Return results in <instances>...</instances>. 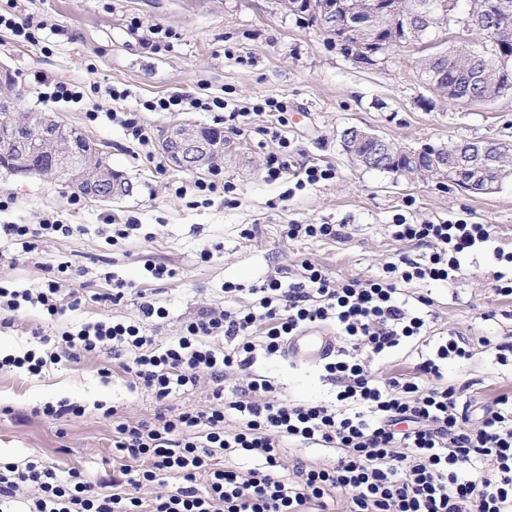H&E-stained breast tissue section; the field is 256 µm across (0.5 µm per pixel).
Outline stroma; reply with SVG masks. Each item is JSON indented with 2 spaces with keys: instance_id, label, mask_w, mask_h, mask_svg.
Returning a JSON list of instances; mask_svg holds the SVG:
<instances>
[{
  "instance_id": "stroma-1",
  "label": "stroma",
  "mask_w": 512,
  "mask_h": 512,
  "mask_svg": "<svg viewBox=\"0 0 512 512\" xmlns=\"http://www.w3.org/2000/svg\"><path fill=\"white\" fill-rule=\"evenodd\" d=\"M18 8L42 25L52 48L51 55H43L0 30V65L12 71L23 90L19 112L43 110L40 74L87 91L96 85L127 91V98L117 101L96 97L98 111H140L156 136L184 121L223 129V113L200 108L149 112L142 108L149 99L185 94L249 107L273 98L288 104V123L280 132L294 159L288 176L266 180V158L275 144L260 130L275 125L277 116H252L240 133L224 135L220 177L234 184L235 204H225L220 193L207 201L189 186L211 179L210 171L178 169L160 153L145 155L118 125L89 121L76 105L56 106L66 124L104 146L113 170L135 189L119 201L85 197L77 203L72 188L0 171V194L13 198L0 212V224H39L50 218L82 227L69 237L40 238L30 253L0 242V280L35 288L64 265L83 296L78 309L51 321L26 310L14 326L0 331L1 351L32 346L36 327L57 336L111 317L141 320L146 335L165 344L178 336L184 321L223 304L225 283L238 286V300L245 303L249 288L279 272L297 273L304 259L338 279L378 277L386 263L408 251L389 233L402 215L418 223L490 225L492 243L464 259L458 278L414 281L405 289L432 299L434 332L454 330L471 339V359L449 363L448 383L467 386L469 396L482 403L512 392V363L500 364L493 349L494 343L512 339V299L495 292L496 275L505 265L494 254L498 248L512 252V180L482 196L431 181L409 183L355 166L341 139L345 128L357 126L407 148L485 140L512 146V94L471 105L436 97L420 77L415 52L394 48L376 64L355 63L318 24L288 13L278 0H18ZM156 30L166 35L165 46L144 49L143 40ZM313 165L334 168V178L305 183L303 170ZM183 185L186 195L176 196ZM131 221L139 223V230L115 244L99 232L101 225ZM290 221L341 224L346 237L291 241L281 233ZM204 250L210 253L205 261L200 258ZM151 260L167 263L175 276L152 279L144 269ZM118 281L129 287L120 304L94 301V294L110 292ZM141 290L166 309V319H142ZM255 370L273 382L282 398H335L336 389L323 379L318 363L261 354ZM129 382L106 351L50 366L33 377L0 371V459L20 462L36 455L89 480L111 481L112 424L97 403L131 420L155 412L151 395ZM61 399L84 405V415L60 420L35 415V408Z\"/></svg>"
}]
</instances>
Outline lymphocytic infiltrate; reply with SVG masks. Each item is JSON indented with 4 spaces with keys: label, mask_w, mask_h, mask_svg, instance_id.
Instances as JSON below:
<instances>
[{
    "label": "lymphocytic infiltrate",
    "mask_w": 512,
    "mask_h": 512,
    "mask_svg": "<svg viewBox=\"0 0 512 512\" xmlns=\"http://www.w3.org/2000/svg\"><path fill=\"white\" fill-rule=\"evenodd\" d=\"M228 110L229 120L262 110L277 113L271 131L275 151L266 178L279 180L292 164L288 104L267 101L253 110L229 108L226 100L203 103L182 95L145 101L150 112L186 107ZM79 226L45 221L39 226L1 224L0 238L31 250L36 238L71 236ZM395 241L423 249L422 258L400 256L374 279H332L312 262L298 278L267 277L252 288L250 302L214 306L184 324L179 336L157 345L140 321L86 323L57 338L33 330L37 344L0 355V370L40 375L61 360L111 351L118 367L149 389L157 402L207 381L212 399L201 408L157 411L148 420H127L117 409L112 421L111 483L62 470L33 457L24 463L0 461V512H512V393L481 408L470 426L463 388L445 382L443 365L472 355L468 337H437L431 356L413 375L381 377L375 357L402 342L426 335L430 298L410 305L399 288L412 281H449L461 271L462 256L491 239L487 225L411 224L398 219ZM78 290L63 291L59 279L19 290L0 282V326L37 307L47 318L77 308ZM314 327L347 337L349 348L327 357L322 370L336 386L335 404L276 397L270 380L252 372L254 353H282L287 341ZM239 375L232 400L224 381ZM330 448L329 463L287 460L285 443ZM260 458L257 468L234 465L236 457Z\"/></svg>",
    "instance_id": "1"
}]
</instances>
